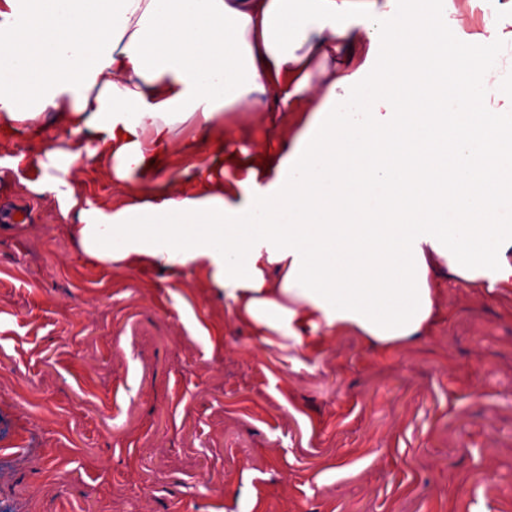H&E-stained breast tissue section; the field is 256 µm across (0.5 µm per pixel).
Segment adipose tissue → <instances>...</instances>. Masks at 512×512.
<instances>
[{
    "label": "adipose tissue",
    "mask_w": 512,
    "mask_h": 512,
    "mask_svg": "<svg viewBox=\"0 0 512 512\" xmlns=\"http://www.w3.org/2000/svg\"><path fill=\"white\" fill-rule=\"evenodd\" d=\"M491 6L499 24L469 33L446 0H0V121L73 140L16 161L76 210L90 261L194 265L266 343L389 348L433 322L437 259L512 286V124L484 107L512 98V0ZM400 94L411 111L379 112ZM226 112L292 131L266 166L133 186L186 121L223 152ZM83 157L131 184L120 206L63 180Z\"/></svg>",
    "instance_id": "1"
}]
</instances>
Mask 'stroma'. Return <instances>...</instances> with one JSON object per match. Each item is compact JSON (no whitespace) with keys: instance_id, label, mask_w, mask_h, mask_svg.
I'll use <instances>...</instances> for the list:
<instances>
[{"instance_id":"1","label":"stroma","mask_w":512,"mask_h":512,"mask_svg":"<svg viewBox=\"0 0 512 512\" xmlns=\"http://www.w3.org/2000/svg\"><path fill=\"white\" fill-rule=\"evenodd\" d=\"M225 138L277 150L260 117ZM13 126L0 183V512H512V287L434 276L436 317L379 349L306 355L232 319L202 272L86 260L58 197L13 160L65 145ZM66 179L119 206L108 168Z\"/></svg>"}]
</instances>
